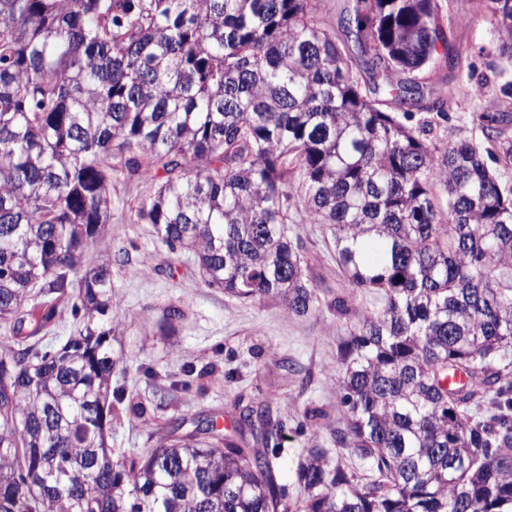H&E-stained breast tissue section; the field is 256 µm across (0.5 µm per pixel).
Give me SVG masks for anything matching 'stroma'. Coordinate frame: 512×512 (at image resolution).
Segmentation results:
<instances>
[{"mask_svg":"<svg viewBox=\"0 0 512 512\" xmlns=\"http://www.w3.org/2000/svg\"><path fill=\"white\" fill-rule=\"evenodd\" d=\"M439 4L443 17L453 22L450 42L456 64L447 66L440 58L414 75L425 91L450 95L448 119L428 141L438 151L451 138L483 143L477 116L486 102L475 96L474 87L484 81L498 94L501 85L512 81V65L495 50L494 19L485 0ZM147 190L142 183L120 191L106 235L110 249L126 252L114 269L112 312L125 327L118 346L136 360L128 369V383L141 400L153 402L158 383L144 375V368L176 381L174 400L153 413L157 420L173 414L209 415L230 430L238 404H263L278 427L267 446L279 454L282 485L296 495L300 458L307 449L331 447L332 432L344 425L336 395V351L353 323L328 310L299 317L278 301L242 302L208 287L183 260L167 262V250L152 226L129 221L127 200ZM296 231L322 295L329 300L342 295L355 308L364 307L362 293L337 276L322 226L300 224ZM172 305L184 318L174 335H158L155 322ZM313 406L326 412L323 426L312 427L305 418V408Z\"/></svg>","mask_w":512,"mask_h":512,"instance_id":"1","label":"stroma"}]
</instances>
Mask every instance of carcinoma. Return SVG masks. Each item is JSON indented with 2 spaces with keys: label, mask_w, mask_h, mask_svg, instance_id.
I'll return each instance as SVG.
<instances>
[{
  "label": "carcinoma",
  "mask_w": 512,
  "mask_h": 512,
  "mask_svg": "<svg viewBox=\"0 0 512 512\" xmlns=\"http://www.w3.org/2000/svg\"><path fill=\"white\" fill-rule=\"evenodd\" d=\"M317 2L0 0V512H512V189L486 161L512 165V113L477 84L498 154L434 155L433 120L408 121L448 96L398 77L447 47L438 0H353L341 42ZM487 2L512 59V0ZM140 183L131 223L208 286L352 316L316 292L297 201L370 304L336 353L350 462L309 449L293 498L277 455L214 416L115 456L112 426L147 411L112 385L134 363L113 347L120 254L83 258ZM68 311L75 335L42 350ZM235 423L274 430L259 406Z\"/></svg>",
  "instance_id": "cac0c4a2"
}]
</instances>
